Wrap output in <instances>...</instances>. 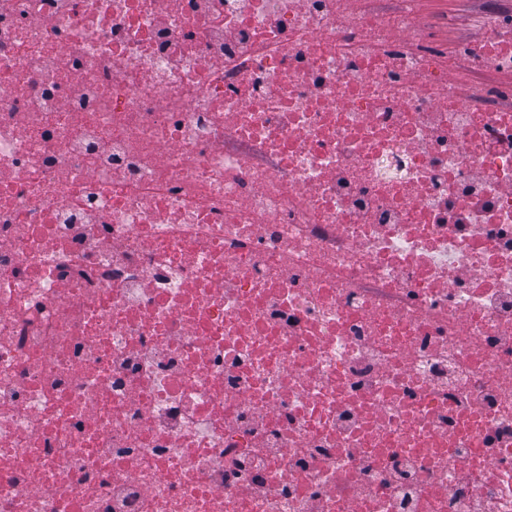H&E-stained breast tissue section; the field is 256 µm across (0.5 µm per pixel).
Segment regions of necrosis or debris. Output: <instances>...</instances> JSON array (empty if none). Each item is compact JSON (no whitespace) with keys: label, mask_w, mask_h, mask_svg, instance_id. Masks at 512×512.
Segmentation results:
<instances>
[{"label":"necrosis or debris","mask_w":512,"mask_h":512,"mask_svg":"<svg viewBox=\"0 0 512 512\" xmlns=\"http://www.w3.org/2000/svg\"><path fill=\"white\" fill-rule=\"evenodd\" d=\"M0 0V512H512V0Z\"/></svg>","instance_id":"necrosis-or-debris-1"}]
</instances>
